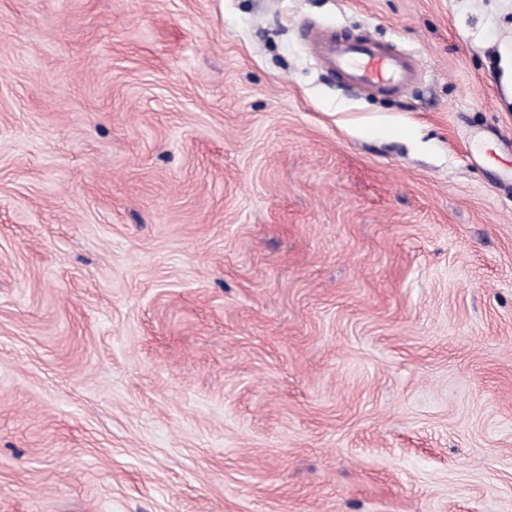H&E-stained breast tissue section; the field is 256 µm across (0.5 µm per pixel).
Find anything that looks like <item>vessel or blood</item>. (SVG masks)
Masks as SVG:
<instances>
[{"label": "vessel or blood", "instance_id": "obj_1", "mask_svg": "<svg viewBox=\"0 0 512 512\" xmlns=\"http://www.w3.org/2000/svg\"><path fill=\"white\" fill-rule=\"evenodd\" d=\"M306 34L324 69L355 87L390 93L419 76L416 59L393 46L349 38L320 26L307 27Z\"/></svg>", "mask_w": 512, "mask_h": 512}]
</instances>
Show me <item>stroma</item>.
I'll use <instances>...</instances> for the list:
<instances>
[{
    "mask_svg": "<svg viewBox=\"0 0 512 512\" xmlns=\"http://www.w3.org/2000/svg\"><path fill=\"white\" fill-rule=\"evenodd\" d=\"M0 512H512V0H0ZM306 34L324 69L355 87L390 93L419 76L416 59L391 45L349 38L320 26H306Z\"/></svg>",
    "mask_w": 512,
    "mask_h": 512,
    "instance_id": "1",
    "label": "stroma"
}]
</instances>
